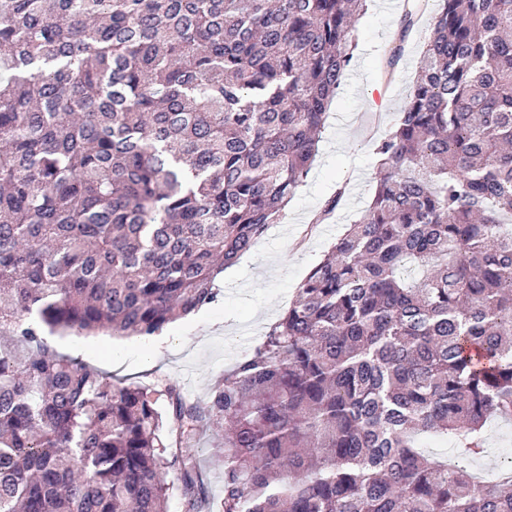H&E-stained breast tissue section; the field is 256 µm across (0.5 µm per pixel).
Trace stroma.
Here are the masks:
<instances>
[{
  "instance_id": "1",
  "label": "stroma",
  "mask_w": 512,
  "mask_h": 512,
  "mask_svg": "<svg viewBox=\"0 0 512 512\" xmlns=\"http://www.w3.org/2000/svg\"><path fill=\"white\" fill-rule=\"evenodd\" d=\"M407 0H373L355 23L357 48L331 103L312 169L280 223L271 225L220 284L215 304L163 330L142 346L80 347L79 335L48 336L59 353L111 376L114 382L161 387L176 384L192 402L205 404L225 372L259 343L276 323L309 271L371 198L379 178L372 143L394 128L419 66V54L438 0L428 6L407 42V57L392 77L382 72L384 50L398 31ZM346 193L331 218L313 216L338 188ZM214 426L192 450L208 482L213 512H222L224 441Z\"/></svg>"
}]
</instances>
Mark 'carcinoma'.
Here are the masks:
<instances>
[{"instance_id": "obj_1", "label": "carcinoma", "mask_w": 512, "mask_h": 512, "mask_svg": "<svg viewBox=\"0 0 512 512\" xmlns=\"http://www.w3.org/2000/svg\"><path fill=\"white\" fill-rule=\"evenodd\" d=\"M367 2L0 0V512H210L167 439L221 421L223 512H512L470 468L512 419V0H439L372 198L206 406L45 339L217 300L305 182ZM418 444L424 450L425 455L440 460L448 457V448H453V444L446 438L429 434L419 435Z\"/></svg>"}]
</instances>
